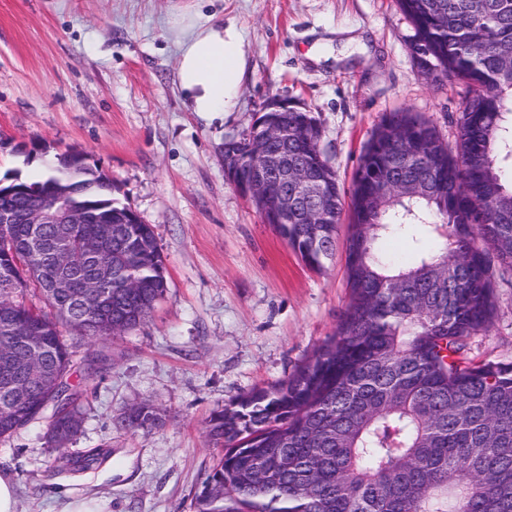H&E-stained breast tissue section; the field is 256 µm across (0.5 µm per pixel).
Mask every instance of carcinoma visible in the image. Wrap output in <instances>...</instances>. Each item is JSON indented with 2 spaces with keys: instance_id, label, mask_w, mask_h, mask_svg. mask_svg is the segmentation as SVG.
<instances>
[{
  "instance_id": "cac0c4a2",
  "label": "carcinoma",
  "mask_w": 512,
  "mask_h": 512,
  "mask_svg": "<svg viewBox=\"0 0 512 512\" xmlns=\"http://www.w3.org/2000/svg\"><path fill=\"white\" fill-rule=\"evenodd\" d=\"M417 49L439 75L469 87V111L453 155L416 112H392L361 156L351 190L354 224L346 245L349 301L336 332L285 380L237 398L212 415L208 435L222 455L194 495L195 512H512V362L475 363L467 341L492 323V267L512 276V0H398ZM288 127L291 158L307 166L328 204L315 224L275 230L312 270L336 251L345 199L319 148L311 112L271 115ZM424 186L394 190L396 182ZM71 184L91 216L115 231L92 256L51 269L30 248L32 225L0 236V354L13 363L16 395L0 390V438L38 419L49 389L68 381L70 354L59 314L73 288L111 268L112 304L81 312V333L118 336L145 323L167 279L154 230L112 198V181L80 173L70 155L39 186ZM30 198L0 197V210L24 211ZM89 228L40 224L50 251ZM394 237L407 257L383 259ZM67 276L73 288H56ZM37 288L47 310L23 301ZM76 404L51 417L49 439L70 441ZM118 425L150 432L165 425L151 400L125 408Z\"/></svg>"
}]
</instances>
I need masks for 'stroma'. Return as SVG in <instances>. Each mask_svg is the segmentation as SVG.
Here are the masks:
<instances>
[{
    "mask_svg": "<svg viewBox=\"0 0 512 512\" xmlns=\"http://www.w3.org/2000/svg\"><path fill=\"white\" fill-rule=\"evenodd\" d=\"M236 22L246 77L234 109L189 111L175 35L195 12ZM415 30L395 0H0V177L37 179L82 152L112 196L152 225L167 292L142 325L115 338L71 330L69 376L79 433L56 448L40 419L0 439V475L19 512H194L217 456L206 422L238 397L287 378L333 335L348 303L345 253L307 267L224 173V141L263 104L314 113L320 149L350 190L366 143L391 112L420 113L455 145L467 97L455 78L424 77ZM38 143L40 153L26 145ZM477 361H512V279L496 280ZM154 400L165 428L126 432L123 409ZM110 456L56 472L61 454Z\"/></svg>",
    "mask_w": 512,
    "mask_h": 512,
    "instance_id": "1",
    "label": "stroma"
}]
</instances>
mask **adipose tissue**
I'll return each instance as SVG.
<instances>
[{"instance_id": "1", "label": "adipose tissue", "mask_w": 512, "mask_h": 512, "mask_svg": "<svg viewBox=\"0 0 512 512\" xmlns=\"http://www.w3.org/2000/svg\"><path fill=\"white\" fill-rule=\"evenodd\" d=\"M245 34L236 23L197 15L180 43L177 80L190 111H231L245 75Z\"/></svg>"}]
</instances>
